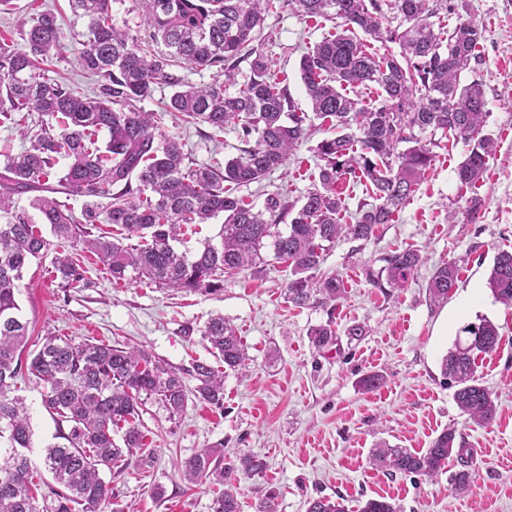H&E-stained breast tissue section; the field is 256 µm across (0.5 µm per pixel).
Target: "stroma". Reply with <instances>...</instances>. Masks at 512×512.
Wrapping results in <instances>:
<instances>
[{
  "mask_svg": "<svg viewBox=\"0 0 512 512\" xmlns=\"http://www.w3.org/2000/svg\"><path fill=\"white\" fill-rule=\"evenodd\" d=\"M457 17L484 28L480 64L472 76L483 85L489 115L484 131L497 142V153L477 188H460L455 175L468 147L441 139L431 170L392 223L380 225L363 243L337 241L321 266L325 275L343 280L335 311L300 308L286 297L288 268L271 263L259 274L225 280L217 292H177L135 280L113 284L96 257L84 256L86 280L62 287L49 259L32 260L19 283L17 301L31 342L64 336L139 345L177 370L194 359L211 361L201 330L216 314L235 326L250 358L246 374L224 378V408L215 410L189 400L175 417L155 400H146L140 428L147 448L125 464L104 473L115 497L112 512H210L215 489L183 481L181 461L203 448L235 457L254 453L267 468L241 482V510L269 489L278 493V512H306L309 499L344 497L350 512L367 499L383 496L404 512H512V308L496 301L487 279L493 259L512 250V0H452ZM54 12L65 30L83 31L87 21L75 17L68 0H13V11L0 13V34L20 44V25L41 11ZM333 27L321 18H305L289 9L264 16L262 34L273 37L266 51L277 76L300 109H308L300 80V56ZM169 87L143 101L145 111L159 113L158 128L180 141L190 166L210 164L235 154L236 130L221 141L208 138L207 127L189 126L162 112ZM329 126L312 120L307 137L286 166L263 181L241 187V195L262 208L267 194L280 191L302 198L318 178L317 143L333 136ZM481 200L477 218H469L467 201ZM418 249L424 263L400 291L375 288L366 269H380L395 248ZM457 262L459 278L447 303L433 305L426 294L436 265ZM486 318L500 328L499 348L478 361L482 384L498 398L496 419L487 426L470 422L458 409L455 386L441 372V360L460 330ZM334 320L337 340L316 349L308 331ZM367 333L350 339L353 324ZM383 375L374 392L362 391L359 378ZM31 417L33 464L55 441V424L42 404L43 388L35 379L16 380ZM473 449V482L456 488V464L434 478L371 468L368 458L380 442L421 450L443 429Z\"/></svg>",
  "mask_w": 512,
  "mask_h": 512,
  "instance_id": "1",
  "label": "stroma"
}]
</instances>
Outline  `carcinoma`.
Masks as SVG:
<instances>
[{
  "mask_svg": "<svg viewBox=\"0 0 512 512\" xmlns=\"http://www.w3.org/2000/svg\"><path fill=\"white\" fill-rule=\"evenodd\" d=\"M153 32L145 46L130 43L112 23L111 0H69L72 12L87 19L79 34L75 62L97 77L96 92L41 77L42 66L65 47L67 35L55 13H38L21 26L23 46L0 43V117L15 125L22 112H36L55 122L26 131L30 146L3 155L0 164V512H104L113 496L100 475L146 446L137 420L144 401L155 398L176 416L189 396L224 408V372L242 371L248 361L243 341L224 316L210 318L201 336L219 369L196 360L176 371L145 350L129 344L82 343L47 336L39 349L22 360L28 325L19 315L18 283L29 262L51 257L63 284L85 280L86 268L67 251L81 246L107 268L112 282L129 275L145 284L182 291L224 287V278L253 271L267 263L265 249L288 267L289 302L298 307L325 306L342 295L336 274L319 275L327 251L340 238L369 241L382 224L409 201L431 167L434 141L425 134L468 145L455 169L462 188H474L496 152L493 138L482 134L488 110L481 85L462 84V73L479 61L484 28L472 20L449 26L454 14L448 0H283L307 18L339 21L341 31L329 33L301 56L300 79L311 113L298 112L286 88L271 74V60L254 45L264 15L274 0H141ZM382 44L397 42L399 56L368 51L355 31ZM162 44L157 51L154 44ZM248 63L243 80L239 64ZM182 63L218 68L224 76L200 87L188 86L173 71ZM160 85L176 91L164 111L178 112L189 125H206L214 134L240 127L239 153L224 165H185L183 144L158 131L155 113L141 102ZM377 92L350 96L357 88ZM316 117L331 124L336 135L321 140L319 187L303 199L288 201L276 192L261 209L236 195L284 166L307 136V121ZM106 134L104 142L99 135ZM406 148H401V145ZM67 160L57 185L49 183L59 158ZM365 182L373 202H361L351 221L338 185ZM88 198L83 220L53 197L59 191ZM32 193L33 219L16 207L13 196ZM105 199L102 205L99 200ZM224 217L217 240L201 249L179 248L185 229ZM122 227L125 244L107 235L92 236L86 225ZM286 229H281V224ZM49 226L51 237L42 225ZM379 271L366 270L376 288H404L422 263L413 249L394 250ZM459 270L446 261L428 281L432 304L448 302ZM494 298L512 306V251L494 257L488 278ZM470 339L457 338L441 361L444 375L458 389L455 402L467 418L491 424L496 396L476 376V360L493 352L501 336L484 318L463 328ZM317 349L336 343L333 320L308 331ZM26 374L43 383L42 401L53 418L57 438L65 443L43 449L42 461L52 482L35 493L34 471L27 452L32 448L30 418L15 380ZM196 381L192 389L186 378ZM121 433L116 441L115 433ZM464 469L455 474L458 487L470 483V449L446 428L423 451L381 443L370 463L389 474L436 477L451 456ZM256 455L235 462L212 448H203L181 464L189 483L221 485L211 512H240L236 483L264 472ZM307 512H349L345 499H312ZM358 512H403L386 498L368 499Z\"/></svg>",
  "mask_w": 512,
  "mask_h": 512,
  "instance_id": "obj_1",
  "label": "carcinoma"
}]
</instances>
